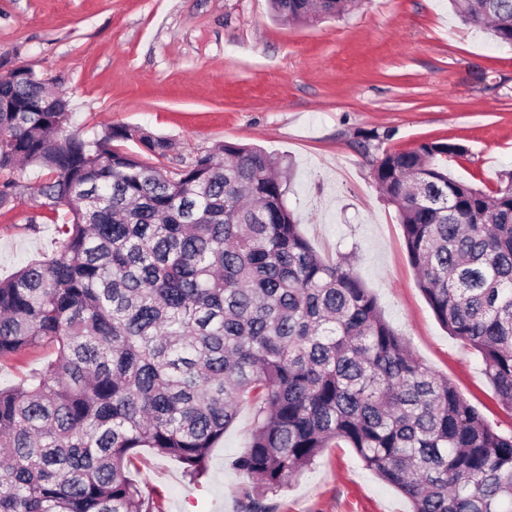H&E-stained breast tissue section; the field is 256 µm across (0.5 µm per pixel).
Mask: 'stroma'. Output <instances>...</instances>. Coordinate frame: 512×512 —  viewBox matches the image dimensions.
Listing matches in <instances>:
<instances>
[{"instance_id":"stroma-1","label":"stroma","mask_w":512,"mask_h":512,"mask_svg":"<svg viewBox=\"0 0 512 512\" xmlns=\"http://www.w3.org/2000/svg\"><path fill=\"white\" fill-rule=\"evenodd\" d=\"M53 80L78 132L140 127L182 156L255 144L295 166L287 205L314 250L349 255L394 330L497 430L512 431L479 355L450 336L421 291L395 207L374 179L386 151L428 140L464 147L448 173L485 190L512 170V47L465 24L448 0H362L340 18L275 20L269 0H0V73ZM0 209V278L58 248L37 205L41 173ZM240 404L200 483L141 449L129 466L164 512H238L249 475L229 466L249 441ZM273 512H408L354 449H324L269 499Z\"/></svg>"}]
</instances>
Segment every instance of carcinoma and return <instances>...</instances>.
I'll return each mask as SVG.
<instances>
[{
  "label": "carcinoma",
  "mask_w": 512,
  "mask_h": 512,
  "mask_svg": "<svg viewBox=\"0 0 512 512\" xmlns=\"http://www.w3.org/2000/svg\"><path fill=\"white\" fill-rule=\"evenodd\" d=\"M270 2L284 23L358 4ZM452 3L512 46V0ZM51 84L30 69L0 82V209L25 164L43 172L40 206L64 211L59 250L0 281V360L55 352L0 388V512H161L127 474L135 450L194 483L244 400L239 512H271L333 442L410 512H512V433L413 354L348 257L312 248L285 203L291 167L236 143L171 167L172 140L139 127L85 138ZM463 152L387 151L374 177L438 321L512 412V172L490 192L454 180Z\"/></svg>",
  "instance_id": "cac0c4a2"
}]
</instances>
